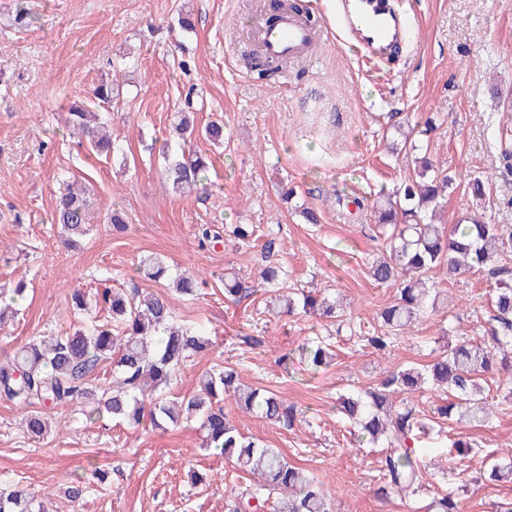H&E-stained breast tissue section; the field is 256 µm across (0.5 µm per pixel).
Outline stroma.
<instances>
[{"instance_id": "stroma-1", "label": "stroma", "mask_w": 512, "mask_h": 512, "mask_svg": "<svg viewBox=\"0 0 512 512\" xmlns=\"http://www.w3.org/2000/svg\"><path fill=\"white\" fill-rule=\"evenodd\" d=\"M320 34L317 59L291 64L273 79L247 64L254 45L250 27L264 0H30L29 27L12 26V0H0V289L18 281L29 292L0 330V356L33 340L71 330L77 320L73 289L95 292L100 280L113 290L141 279L144 258L209 277L235 271L252 288L234 302L223 289L195 298L165 291L181 325L202 326L215 344L209 355L187 362L171 387L193 393L203 373L234 368L243 382L293 404L292 428L224 403L226 416L261 446L276 448L319 480L333 512H421L437 487H451L462 512H496L512 501V482H491L487 466L512 456V392L487 379L494 413L486 422L443 420L439 393L413 394L426 433L419 440L429 466L413 499L383 492V455L337 415L340 395L379 384L389 373L432 363L445 343L482 340L490 323L494 279L465 273L430 279L441 299L394 347H364L348 329L298 313L276 315L261 278L267 262L287 268L289 287L321 288L340 298L352 326L382 325L381 313L397 288L375 282L372 261L385 249L372 226L381 192L412 175L413 153L401 129L431 123L417 137L433 163L456 182L440 220L465 214L512 230V175L502 172L512 151V0H413V48L381 71L362 68L346 37L331 29L333 0H305ZM190 11L194 28L177 24ZM116 96L106 107L116 149L92 154L70 134L65 114L72 101L90 98L101 80ZM193 93L198 124L220 118L224 143L194 142L210 163L207 191L173 194L161 176L165 158L184 145L171 131L175 112ZM490 180L484 197L472 194L471 175ZM94 190V230L80 249L64 246L51 221L63 181ZM291 200H283L285 190ZM121 209L128 229L113 232L103 218ZM317 215L311 224L303 209ZM250 224L258 237L247 245L224 236L201 243L205 225ZM280 228L272 259L262 248ZM323 337L334 356L312 369L299 348ZM84 402L69 411L47 410L48 431L28 435L26 414L0 399V479L23 489L46 512H227L231 492L247 474L201 446L196 422L161 431L104 417L87 423ZM473 443L469 453L451 443ZM79 500L67 495L74 480Z\"/></svg>"}]
</instances>
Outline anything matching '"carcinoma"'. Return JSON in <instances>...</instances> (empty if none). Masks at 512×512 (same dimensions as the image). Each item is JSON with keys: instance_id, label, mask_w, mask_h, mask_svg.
Masks as SVG:
<instances>
[{"instance_id": "carcinoma-1", "label": "carcinoma", "mask_w": 512, "mask_h": 512, "mask_svg": "<svg viewBox=\"0 0 512 512\" xmlns=\"http://www.w3.org/2000/svg\"><path fill=\"white\" fill-rule=\"evenodd\" d=\"M114 85L107 81L93 90L95 106L110 104ZM193 100L186 96L184 109L173 122L179 137L204 139L214 144L224 142V123L212 120L203 127L194 121ZM69 128L88 140L93 152L109 157L114 149L102 112L83 102L73 103ZM207 158L194 151L174 160L162 177L175 194L193 188L207 189ZM455 177L433 167L425 159L415 175L409 176L393 195L377 206V222L385 228L387 255L370 266L371 277L378 283L398 285L397 302L383 312V323L394 335L406 332L414 321L435 308L434 286L424 275L444 268L448 277L461 273L497 271L494 255L504 245L502 227L465 216L447 227L434 224L429 214L439 206L440 192L453 187ZM54 221L60 226L64 243L76 247L92 231L93 201L85 186L66 184L56 195ZM144 278L167 280L175 290L195 296L207 284L200 275L172 273L167 262L157 256L143 262ZM26 286L19 282L9 294L0 293V327L13 304L22 299ZM224 294L237 299L250 294L238 277L224 274ZM110 319L92 320L64 336H45L15 350L0 361V398L30 410L27 431L41 436L45 424L43 408H64L88 395L85 377L100 363L112 362V386L103 390L96 406L85 412L89 422L105 415L130 425L147 421L154 429L165 430L183 419H197L202 445L232 460L235 467L253 477L254 484L238 493L230 512H332L320 484L303 475L274 448H263L242 434L224 414L222 401L234 398L245 411L286 428L297 418V408L275 393L261 388L243 389L235 370L212 369L202 375L200 389L183 398L169 397L167 389L189 360L212 347L202 332L173 321L166 298L161 294L133 288L128 293L105 289ZM304 313L335 314L336 305L312 291L301 298L284 299L283 312L291 315L297 308ZM493 325L483 341L464 340L440 348L433 363L420 370L401 368L384 379L377 389L339 397L340 412L361 427L373 443L386 448L382 471L386 484L406 497L417 492L426 472L421 449L416 447V430L422 428L415 410L393 400L396 393H411L422 384L448 394L453 399L440 409L450 416L459 407L474 422L492 416L488 399L483 396V375L500 366L502 383L512 385V284L499 283L494 289ZM301 354L315 368L328 365L330 349L321 341L307 342ZM433 512H460L455 493L448 492L431 503ZM0 512H33L32 499L23 490L0 491Z\"/></svg>"}]
</instances>
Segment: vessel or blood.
Wrapping results in <instances>:
<instances>
[{
	"instance_id": "1",
	"label": "vessel or blood",
	"mask_w": 512,
	"mask_h": 512,
	"mask_svg": "<svg viewBox=\"0 0 512 512\" xmlns=\"http://www.w3.org/2000/svg\"><path fill=\"white\" fill-rule=\"evenodd\" d=\"M328 20L338 28L359 34L360 59L367 64L390 60L393 47L401 41V31L414 26L412 8L387 12L374 7L373 0H356L353 6L333 11ZM254 40L269 57L295 60L308 55L316 41V31L303 18L286 12L274 25L257 26Z\"/></svg>"
}]
</instances>
